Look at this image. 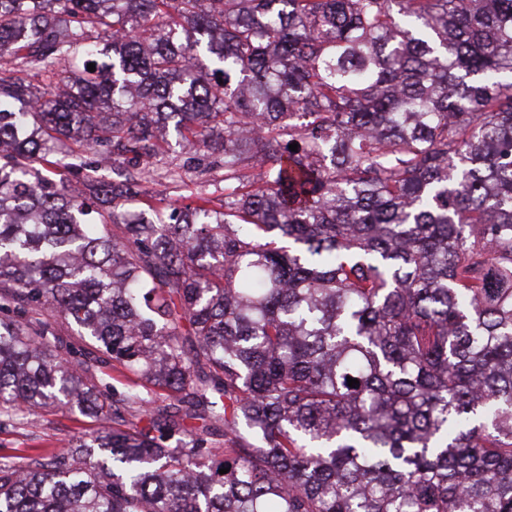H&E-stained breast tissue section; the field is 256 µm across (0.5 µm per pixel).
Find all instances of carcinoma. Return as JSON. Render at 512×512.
Wrapping results in <instances>:
<instances>
[{"mask_svg": "<svg viewBox=\"0 0 512 512\" xmlns=\"http://www.w3.org/2000/svg\"><path fill=\"white\" fill-rule=\"evenodd\" d=\"M175 146L224 199L136 207ZM52 405L112 427L0 512H512V0H0V429Z\"/></svg>", "mask_w": 512, "mask_h": 512, "instance_id": "obj_1", "label": "carcinoma"}]
</instances>
